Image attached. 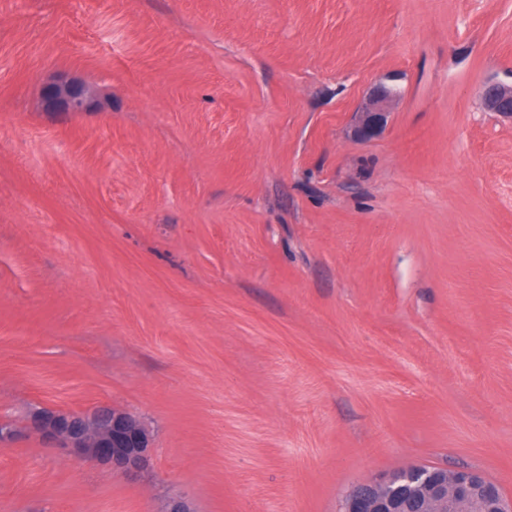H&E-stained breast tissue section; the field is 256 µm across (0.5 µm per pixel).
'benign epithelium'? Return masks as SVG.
Listing matches in <instances>:
<instances>
[{
  "mask_svg": "<svg viewBox=\"0 0 512 512\" xmlns=\"http://www.w3.org/2000/svg\"><path fill=\"white\" fill-rule=\"evenodd\" d=\"M387 77L371 93L373 104L361 112L356 135L368 140L382 132L388 113L378 103L394 87ZM485 107L512 118V84L489 82L481 90ZM41 103L46 112H93L106 107L92 86L76 77H59L43 86ZM35 436L51 445L70 464L106 467L126 477L147 471L152 460V437L144 420L110 403L86 411L45 407L33 414L21 430L3 431L5 442ZM160 512H194L183 496L165 499ZM339 512H512V499L502 496L483 475L471 469L444 470L415 466L352 487Z\"/></svg>",
  "mask_w": 512,
  "mask_h": 512,
  "instance_id": "1",
  "label": "benign epithelium"
}]
</instances>
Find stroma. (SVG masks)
I'll list each match as a JSON object with an SVG mask.
<instances>
[{"label": "stroma", "mask_w": 512, "mask_h": 512, "mask_svg": "<svg viewBox=\"0 0 512 512\" xmlns=\"http://www.w3.org/2000/svg\"><path fill=\"white\" fill-rule=\"evenodd\" d=\"M58 73L102 112L52 115ZM398 75L388 125L357 139ZM512 0H0V423L143 416L131 480L0 444V512L512 497ZM394 87L387 83L378 84L371 93L373 104L360 112V120L356 129V135L362 140H368L382 132L387 123V112L378 106L380 101L389 97ZM481 98L489 111L512 118V83H486L481 90ZM339 511L511 512L512 499L489 485L479 471L415 466L355 485Z\"/></svg>", "instance_id": "obj_1"}]
</instances>
